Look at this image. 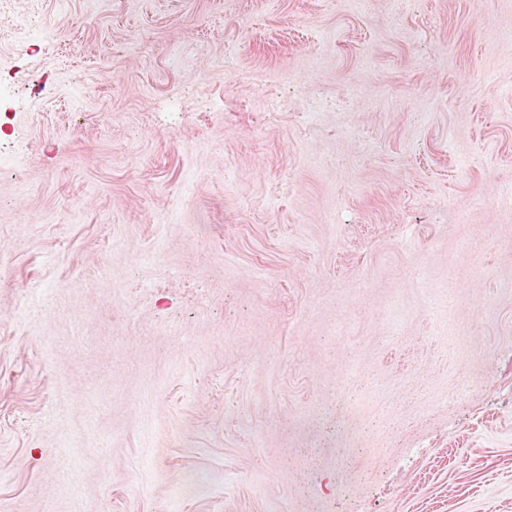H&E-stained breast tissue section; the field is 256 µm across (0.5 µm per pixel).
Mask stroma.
Masks as SVG:
<instances>
[{"label": "stroma", "instance_id": "stroma-1", "mask_svg": "<svg viewBox=\"0 0 512 512\" xmlns=\"http://www.w3.org/2000/svg\"><path fill=\"white\" fill-rule=\"evenodd\" d=\"M0 512H512V0H0Z\"/></svg>", "mask_w": 512, "mask_h": 512}]
</instances>
